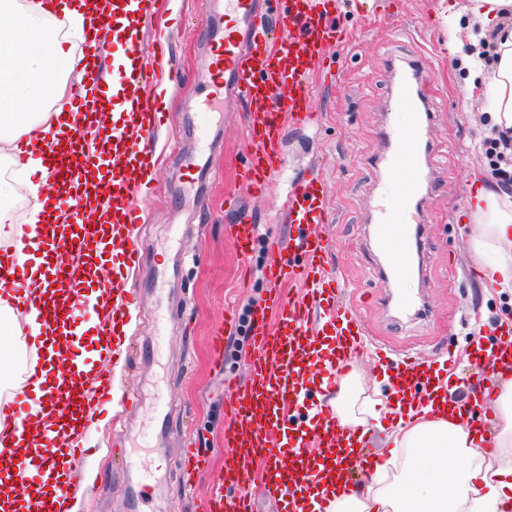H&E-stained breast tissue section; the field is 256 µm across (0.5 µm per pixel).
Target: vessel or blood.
<instances>
[{"instance_id": "1", "label": "vessel or blood", "mask_w": 512, "mask_h": 512, "mask_svg": "<svg viewBox=\"0 0 512 512\" xmlns=\"http://www.w3.org/2000/svg\"><path fill=\"white\" fill-rule=\"evenodd\" d=\"M154 0H113L123 7L122 16L101 14L102 27L111 29V42L99 43L97 55H105L110 44L132 40L153 19ZM207 26L212 33L207 49L208 92L204 101L242 104L246 114L243 133L253 151L244 166L245 186L256 199L263 198L269 182L284 170L282 133L285 124L302 126L314 122L310 71L323 60L326 46L342 36L336 27V0H204ZM124 65L114 68L113 84L122 86L127 112L113 122L109 135H102L95 122L77 128L68 140H44V164L52 176V202L45 208L50 228H61L62 237L45 254L54 269L46 286L63 295L62 303H45L36 319L45 330H53L60 316L75 318L83 306L87 281L96 279L87 258L97 245L110 241L119 245L125 262L111 266L99 280L111 296L110 327L126 316L125 290L129 286L128 262L138 244L135 226L145 223V209L136 207L155 167V131L161 123L154 88L157 68L163 59L155 46H138L125 56ZM88 75L73 99L79 113L98 111L101 101L88 58H81ZM424 70L412 68L399 81L394 107L401 116L398 126L387 133L388 148L381 162L387 184L374 207L372 238L384 257L393 280L409 284L415 272V256L421 245L411 232L422 220L423 189L429 182L424 158L431 141L430 123L424 120L425 102L420 93ZM108 177L109 194L99 219L86 211L89 197L99 196L96 172ZM208 158L199 156L181 170L182 182L194 188L213 178ZM290 233L287 239L268 244L264 268L272 288L267 307L276 316L275 328L255 321L251 335L257 352L249 368V379L228 401L229 421L224 428V446L232 465L224 479L235 487L234 502H226L223 490L212 492L207 512H252L256 492L273 497L278 512H296L303 491L316 495L307 512H326L328 497L317 489L331 482L350 488L356 475L379 464L377 455L351 447V434L336 424L325 400L309 403L312 371L324 374L327 387L350 370L359 355L369 354L375 369L388 377L400 403L436 401L441 396V379L435 357L388 354L371 348L363 313L343 302V278L329 272V244L323 234L331 221V209L323 180L303 177L282 203ZM230 243L248 252L259 237V228L248 217L226 228ZM297 281L301 291L283 294L284 282ZM394 307L409 322L430 317L423 300L410 291L394 295ZM80 341L53 338L49 351L39 355L34 378L40 379L35 404L47 413L41 431L44 448L26 460L15 457L14 438L0 434V480L5 476L27 478L29 473L51 475L53 493L44 499L40 512H61V503L81 480L71 467L59 460L75 454L86 436L87 393L104 390L107 379L89 374L76 362ZM490 369L480 378L479 403H488L495 382L493 373L512 369V340L497 343L490 354L476 359ZM172 401L158 393L153 409L155 426L138 430L137 439L160 445L169 421ZM260 458L266 463L260 487H253L244 472L245 460Z\"/></svg>"}]
</instances>
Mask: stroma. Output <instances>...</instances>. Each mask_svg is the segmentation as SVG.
I'll return each mask as SVG.
<instances>
[{"label": "stroma", "mask_w": 512, "mask_h": 512, "mask_svg": "<svg viewBox=\"0 0 512 512\" xmlns=\"http://www.w3.org/2000/svg\"><path fill=\"white\" fill-rule=\"evenodd\" d=\"M203 0H181L170 11L169 0H156L158 24L143 29L140 43L163 41L171 92L162 110L165 124L157 133L154 181L144 199L150 219L138 231L143 240L129 340L154 335L156 320L166 323L165 348L155 360L122 365L120 383L141 390L145 402L127 418L129 426L150 423L149 397L159 390L175 401L170 428L159 450L143 453L152 472V487L134 500L137 472L127 471L116 452L114 432L118 406L93 402L87 420L86 451L77 466L93 475L94 496L82 497L79 512H205V504L224 472L225 397L244 384L255 357L251 342L234 356L214 362L211 338L226 312L263 307L269 284L264 266L266 242L287 231L279 205L294 182L312 173L328 184L334 222L328 227L330 262L347 284L346 300L361 304L371 336L396 351L425 355L447 344L455 353L448 395L468 402L469 379L477 371L471 344L478 334L512 326V295H487L478 280L469 246L471 218L466 199L476 187L494 182L488 172L483 141L490 134L483 97H468L448 34L438 14L442 4L464 0H353L338 18L348 32L343 43L326 48L327 61L314 70L313 124L287 126L282 150L286 167L268 189V199L254 204L252 216L260 240L242 256L225 239L226 225L238 220L234 202H245L239 168L253 150L243 137L245 115L219 112L206 146H199L186 102L206 77L205 45L209 31L201 21ZM422 62L429 69L423 88L432 115V162L437 185L425 200L420 237L426 248L417 262L414 283L433 308L430 319L399 329L390 322L393 309L381 297L394 291L393 281L379 274L382 262L369 236L371 205L377 193L374 159L387 143L395 73ZM206 150L220 169L219 178L196 190L180 179L185 159ZM377 289L379 301L365 303ZM360 373L368 392L386 411L370 430V446L383 451L394 424V404L368 361Z\"/></svg>", "instance_id": "35a3bbf8"}]
</instances>
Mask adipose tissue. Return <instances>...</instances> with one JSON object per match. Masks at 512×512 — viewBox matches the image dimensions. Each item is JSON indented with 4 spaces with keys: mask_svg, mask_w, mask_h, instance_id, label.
Returning <instances> with one entry per match:
<instances>
[{
    "mask_svg": "<svg viewBox=\"0 0 512 512\" xmlns=\"http://www.w3.org/2000/svg\"><path fill=\"white\" fill-rule=\"evenodd\" d=\"M95 8L71 0H0V146L16 147L21 137L40 142L52 117L62 116L71 97V79H82L71 50L91 28ZM68 19L61 28L60 19ZM448 47L467 74L466 91H482L491 125L512 129V0H467L442 9ZM23 181L0 180V239L15 252L37 250L43 236L39 190L49 173L40 151L23 166ZM26 190L34 203L25 223L14 224L11 202ZM470 249L481 264L486 294L512 292V192L479 188L468 203ZM13 284L0 282V334L14 339L0 356V374L27 353L21 337ZM331 406L340 427H367L375 417L358 373L338 383ZM495 420L475 428L448 416L446 408H407L398 419L383 465L364 495L337 493L329 512H499L512 498V377L502 376L493 394ZM500 457L486 455V447ZM458 467H449V459Z\"/></svg>",
    "mask_w": 512,
    "mask_h": 512,
    "instance_id": "adipose-tissue-1",
    "label": "adipose tissue"
}]
</instances>
